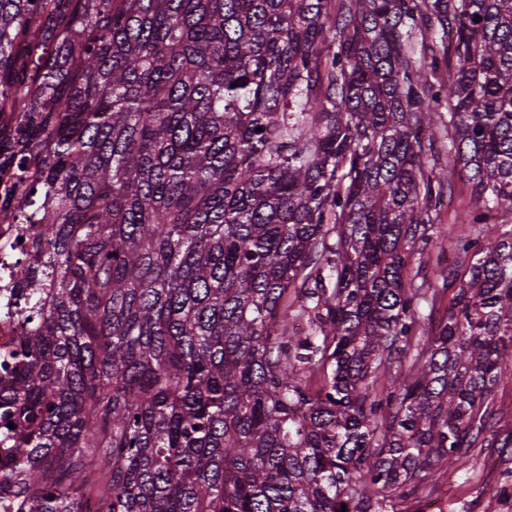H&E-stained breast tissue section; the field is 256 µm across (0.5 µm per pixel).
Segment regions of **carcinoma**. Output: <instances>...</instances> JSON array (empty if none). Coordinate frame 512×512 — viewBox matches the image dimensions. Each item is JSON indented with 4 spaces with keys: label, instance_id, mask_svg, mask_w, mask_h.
Here are the masks:
<instances>
[{
    "label": "carcinoma",
    "instance_id": "cac0c4a2",
    "mask_svg": "<svg viewBox=\"0 0 512 512\" xmlns=\"http://www.w3.org/2000/svg\"><path fill=\"white\" fill-rule=\"evenodd\" d=\"M444 102L469 261L428 298ZM0 125L19 512H408L470 465L512 369V229L477 228L512 211V0H0Z\"/></svg>",
    "mask_w": 512,
    "mask_h": 512
}]
</instances>
